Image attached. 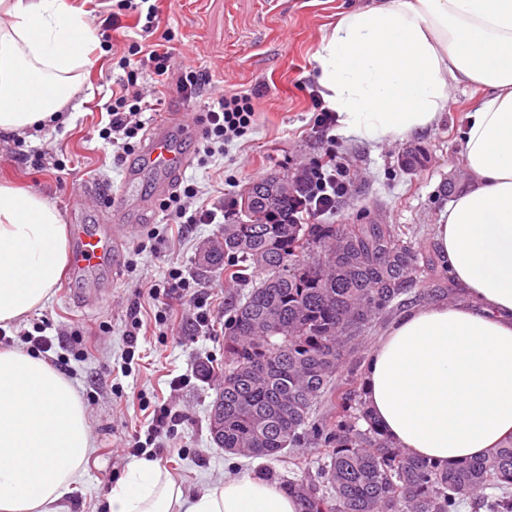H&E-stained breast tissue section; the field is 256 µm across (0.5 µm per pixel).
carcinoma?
<instances>
[{
	"label": "carcinoma",
	"mask_w": 512,
	"mask_h": 512,
	"mask_svg": "<svg viewBox=\"0 0 512 512\" xmlns=\"http://www.w3.org/2000/svg\"><path fill=\"white\" fill-rule=\"evenodd\" d=\"M267 182L240 196L248 223L224 225V242L213 238L197 261L249 285L225 307L215 444L269 462L321 450L282 479L301 512H512V438L445 468L394 447L359 394L361 348L410 287L435 279L419 297L455 299L437 258L394 224H303L302 182L278 197ZM332 398L336 413L321 415Z\"/></svg>",
	"instance_id": "cac0c4a2"
}]
</instances>
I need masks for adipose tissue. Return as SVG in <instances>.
Returning a JSON list of instances; mask_svg holds the SVG:
<instances>
[{"instance_id": "ef3b65f1", "label": "adipose tissue", "mask_w": 512, "mask_h": 512, "mask_svg": "<svg viewBox=\"0 0 512 512\" xmlns=\"http://www.w3.org/2000/svg\"><path fill=\"white\" fill-rule=\"evenodd\" d=\"M96 44L69 0H0V136L75 106ZM316 62L339 132L375 144L436 125L451 85L490 92L462 132L466 184L434 227L468 301L404 312L363 372L366 407L395 446L445 467L488 454L512 438V0H372L323 36ZM67 258L58 208L0 183V327L50 300ZM94 448L72 381L23 347L0 348V512H60ZM300 510L251 473L187 493L146 457L106 496V512Z\"/></svg>"}]
</instances>
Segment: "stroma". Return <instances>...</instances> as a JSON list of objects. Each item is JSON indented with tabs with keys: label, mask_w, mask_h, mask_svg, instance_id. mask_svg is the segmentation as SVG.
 <instances>
[{
	"label": "stroma",
	"mask_w": 512,
	"mask_h": 512,
	"mask_svg": "<svg viewBox=\"0 0 512 512\" xmlns=\"http://www.w3.org/2000/svg\"><path fill=\"white\" fill-rule=\"evenodd\" d=\"M370 2L161 0V13L147 34L133 16L108 29L105 13L92 0H72L96 34L111 36L110 47L94 52L81 107L62 112L52 126L32 136L0 140V181L43 193L64 224H100L103 209L86 202L85 185H96L106 196L122 182L126 166L113 163V147L100 130L106 121L103 106L126 78L119 60L132 43L154 42L172 32L177 63L204 74L206 92L251 94L257 121L251 133L210 157L199 156L198 138L182 143L191 159L184 182L197 184L205 204L223 202V224L170 227L152 202L155 174L143 172L135 194L152 205L123 238L118 273L98 276L103 301L85 303L83 276L64 273L51 300L6 334L11 347L24 344L27 332L43 328L53 343L46 359L73 381L89 412L96 448L62 501L66 512H104L109 489L132 462L124 448L164 408L175 421L156 439L152 454L188 491L242 472L269 468L284 474L291 468L285 457L269 462L225 455L209 432L211 406L224 378V304L245 287L223 269L200 272L197 258L204 241L220 235L224 223L244 220L237 201L249 183L293 174L334 152L348 168V190L330 212L312 216V223L394 224L433 249V226L453 199L448 186L465 177L467 114L486 92L452 86L439 123L409 142L373 145L333 127L315 128L309 94L319 88L315 54L320 40L341 14ZM409 143L424 149L422 168L401 165ZM176 269L186 287H172ZM154 285L160 296L151 295ZM160 313L166 314L165 323H156ZM201 313L206 316L202 322L197 319ZM135 318L142 326L131 345L127 335ZM130 348L135 358L125 375L120 366ZM202 364L209 366L208 376H199Z\"/></svg>",
	"instance_id": "35a3bbf8"
}]
</instances>
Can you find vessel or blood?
Segmentation results:
<instances>
[{
  "instance_id": "vessel-or-blood-1",
  "label": "vessel or blood",
  "mask_w": 512,
  "mask_h": 512,
  "mask_svg": "<svg viewBox=\"0 0 512 512\" xmlns=\"http://www.w3.org/2000/svg\"><path fill=\"white\" fill-rule=\"evenodd\" d=\"M197 133L196 127L183 124L176 114L168 115L156 125L152 134L145 138L137 163L128 167L120 190L112 193L105 204L108 225L95 230L81 224L73 226L72 267L75 273L92 274L97 267L117 257L120 234L127 229V189L143 171L152 170L161 175L157 185L158 194H166L174 187L186 166V158L180 147L181 137H193Z\"/></svg>"
}]
</instances>
